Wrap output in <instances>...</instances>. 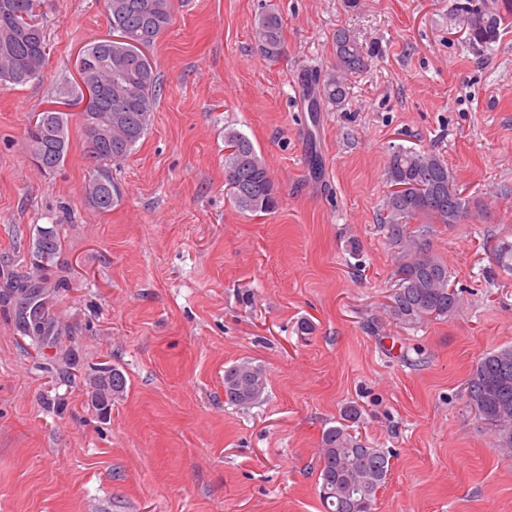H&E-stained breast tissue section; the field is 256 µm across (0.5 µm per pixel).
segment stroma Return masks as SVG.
Wrapping results in <instances>:
<instances>
[{
    "label": "stroma",
    "instance_id": "stroma-1",
    "mask_svg": "<svg viewBox=\"0 0 512 512\" xmlns=\"http://www.w3.org/2000/svg\"><path fill=\"white\" fill-rule=\"evenodd\" d=\"M456 2L174 0L147 52L151 124L100 213L84 198L79 126L52 172L33 164L25 128L109 17L104 0H42L45 71L0 86V512H325L321 435L349 405L355 435L390 456L375 512H512V454L466 394L476 361L512 346V271L495 258L512 242V24L470 45ZM265 11L283 23L274 61L252 33ZM339 28L367 66L313 112ZM228 125L265 158L276 212L234 205ZM397 147L439 154L486 208L432 237L461 305L415 331L386 310L398 261L379 219ZM39 225L62 241L43 290L61 340L36 346L11 284ZM71 349L81 367L67 380L53 365ZM243 360L268 378L247 407L224 401V369ZM107 366L127 384L103 417L88 377Z\"/></svg>",
    "mask_w": 512,
    "mask_h": 512
}]
</instances>
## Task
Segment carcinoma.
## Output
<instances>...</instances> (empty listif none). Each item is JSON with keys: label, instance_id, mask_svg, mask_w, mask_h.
<instances>
[{"label": "carcinoma", "instance_id": "obj_1", "mask_svg": "<svg viewBox=\"0 0 512 512\" xmlns=\"http://www.w3.org/2000/svg\"><path fill=\"white\" fill-rule=\"evenodd\" d=\"M0 84L23 85L42 76L49 61L44 26L35 14L40 0H0ZM112 27V44L93 42L83 53L88 74L112 81L94 106L78 113L88 150V179L84 195L90 206L109 212L120 195L110 203L97 201L106 193L97 177L112 173L113 164L124 160L146 134L158 99V78L147 60L151 48L172 22V0H105ZM456 11L467 30L469 44L484 47L498 40L500 29L512 22V0H465ZM253 35L264 56L279 58L283 51V25L278 13L263 12L255 19ZM336 68L320 83L321 99L339 103L346 96L343 75L366 67L362 46L347 29L334 37ZM129 101L127 131L112 133L110 146L99 145L97 127L114 111L116 95ZM71 114L52 115L44 110L32 117L25 130L28 152L44 171L60 167L69 151ZM224 174L235 206L250 213L271 214L280 199L265 159L248 137L234 127L224 128ZM389 185H406L402 194L388 192L383 203L381 224L388 240L397 248V288L387 305L389 316L401 329L416 330L431 318L457 311L459 294L449 287L448 265L434 251L430 239L437 224H462L473 217L470 202L453 185L447 163L428 150L398 149L389 158ZM55 227L39 228L33 242L35 265L45 268L61 250ZM24 305L44 307L40 286L29 281L16 284ZM18 323L38 343L51 335L46 313ZM263 365L243 360L224 369V399L230 405L249 406L267 389ZM126 387L124 374L116 368L102 369L95 409L104 413L112 397ZM468 402L494 428L495 447L512 451V347L485 354L467 380ZM360 418L356 405L343 411V423L327 428L321 437L320 496L326 512H372L377 491L384 486L390 467L386 453L362 444L347 422Z\"/></svg>", "mask_w": 512, "mask_h": 512}]
</instances>
